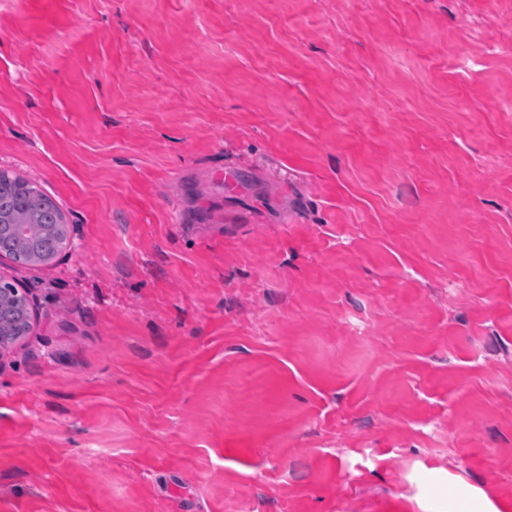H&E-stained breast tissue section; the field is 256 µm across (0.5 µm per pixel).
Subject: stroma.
I'll return each instance as SVG.
<instances>
[{"label": "stroma", "instance_id": "1", "mask_svg": "<svg viewBox=\"0 0 512 512\" xmlns=\"http://www.w3.org/2000/svg\"><path fill=\"white\" fill-rule=\"evenodd\" d=\"M0 168V512L512 503V0H0ZM0 255L21 264L46 263L69 246L62 211L25 179L0 168ZM0 282L5 281L0 277ZM7 286L11 287L8 291L13 293L17 301L22 302L25 307L31 312L32 304L29 297V292L26 288L21 286H14L10 282H5ZM27 309L19 306L13 299H6L0 304V326L1 320L8 325V332L4 335V342H11L24 336L30 329V315ZM418 501L423 512H501L495 501L481 488L470 485L464 480L446 473L439 475ZM448 481V490L444 491L441 482Z\"/></svg>", "mask_w": 512, "mask_h": 512}]
</instances>
